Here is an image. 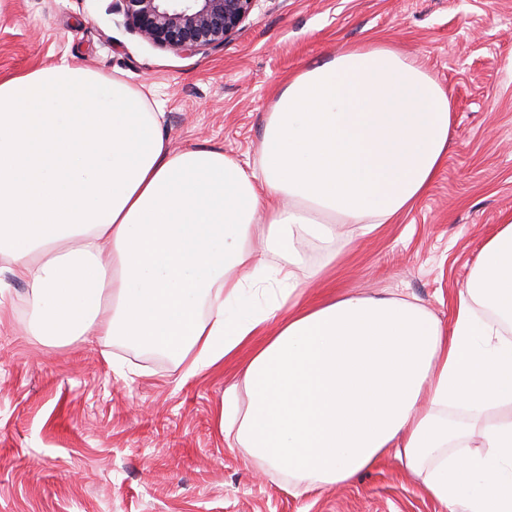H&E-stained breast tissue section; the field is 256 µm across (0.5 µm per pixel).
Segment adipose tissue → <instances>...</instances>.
Here are the masks:
<instances>
[{
	"instance_id": "1",
	"label": "adipose tissue",
	"mask_w": 512,
	"mask_h": 512,
	"mask_svg": "<svg viewBox=\"0 0 512 512\" xmlns=\"http://www.w3.org/2000/svg\"><path fill=\"white\" fill-rule=\"evenodd\" d=\"M451 122L414 61L354 46L289 79L248 163L172 149L143 90L51 63L0 81V257L44 344L95 336L188 378L251 348V404L226 389L220 422L295 485L348 483L391 450L447 512H512V224L448 332L398 296L308 303L299 275L300 235L371 232L426 192Z\"/></svg>"
}]
</instances>
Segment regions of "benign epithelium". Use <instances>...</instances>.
<instances>
[{
	"label": "benign epithelium",
	"instance_id": "1",
	"mask_svg": "<svg viewBox=\"0 0 512 512\" xmlns=\"http://www.w3.org/2000/svg\"><path fill=\"white\" fill-rule=\"evenodd\" d=\"M256 0H113L112 12L154 47L193 57L224 45L249 18Z\"/></svg>",
	"mask_w": 512,
	"mask_h": 512
}]
</instances>
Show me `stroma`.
Returning a JSON list of instances; mask_svg holds the SVG:
<instances>
[{"label": "stroma", "mask_w": 512, "mask_h": 512, "mask_svg": "<svg viewBox=\"0 0 512 512\" xmlns=\"http://www.w3.org/2000/svg\"><path fill=\"white\" fill-rule=\"evenodd\" d=\"M365 42L398 47L448 92V153L393 223L333 243L304 238L306 295L398 292L444 329L482 245L512 222V0H256L224 45L185 58L131 33L112 0H0V79L61 60L152 90L172 147L258 152L289 77ZM335 261H328V254ZM26 288L0 274V512H446L387 453L349 484L304 495L221 433L247 406L243 348L184 378L176 361L96 338L41 344Z\"/></svg>", "instance_id": "1"}]
</instances>
